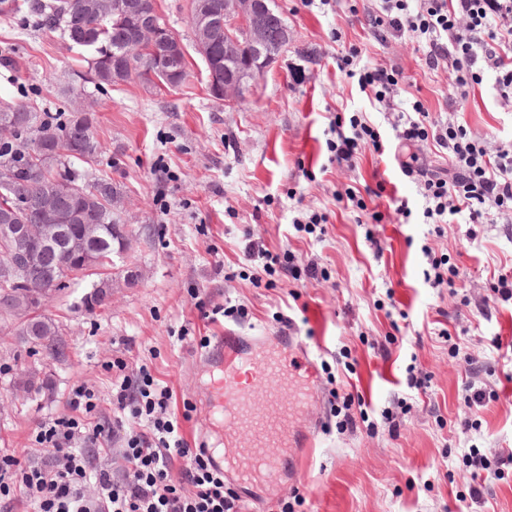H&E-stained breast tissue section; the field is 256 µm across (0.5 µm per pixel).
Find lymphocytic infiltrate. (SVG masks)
<instances>
[{"mask_svg": "<svg viewBox=\"0 0 512 512\" xmlns=\"http://www.w3.org/2000/svg\"><path fill=\"white\" fill-rule=\"evenodd\" d=\"M373 34L408 37L418 45L424 71L451 70L458 87L492 77L498 100L512 103V0H379L365 19ZM401 70L364 65L360 88L371 89L377 111L390 116L395 139L429 145L451 167L441 173L405 164L415 176L428 224L512 220V144L489 150L463 126L435 119L422 101L395 108ZM327 148L349 161L362 146L381 150L378 126L365 116L339 112L330 121ZM112 386V411L104 413L96 390L74 386L69 414L39 420L25 455H0V512H240L226 492L224 469L206 443H191L173 409V390L142 364L104 362ZM120 443L121 474L93 456Z\"/></svg>", "mask_w": 512, "mask_h": 512, "instance_id": "obj_1", "label": "lymphocytic infiltrate"}]
</instances>
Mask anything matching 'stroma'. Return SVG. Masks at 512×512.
<instances>
[{"mask_svg":"<svg viewBox=\"0 0 512 512\" xmlns=\"http://www.w3.org/2000/svg\"><path fill=\"white\" fill-rule=\"evenodd\" d=\"M288 20V46L234 105L214 100L207 72L192 51L188 0H157L158 10L187 44L189 87L160 92L138 79L103 89L84 81L86 54L60 32L38 27L25 13L0 14V102L27 106L59 121L69 89L94 104V136L105 151L94 172L122 193L133 242L113 257L105 306L88 309L93 277L72 279L47 305L64 329L66 356L30 355L18 336L0 333V449L23 452L35 424L67 414L68 394L86 383L111 410L104 361L150 365L194 405L186 437L217 446L211 421L210 374L197 364L199 340L230 330L275 335L278 315L307 345L316 391L296 423L316 431L317 446L292 448L276 485L230 487L241 512H275L278 499L295 512H512V300L496 298L494 275L512 272V223L453 220L441 233L422 221L418 182L401 169L418 157L436 170L444 159L423 146L394 142L370 93L336 68L337 53L357 45L355 67L374 62L402 70L398 98L421 100L433 117L452 120L495 147L512 142V106L501 107L489 82L457 94L451 74L424 73L415 42L368 36L360 17L375 0H276ZM336 112H364L380 122L385 150L363 147L352 162L332 160L326 141ZM383 184L368 206L408 201V223L389 217L374 225L382 259L366 228L336 200L338 192ZM327 217L322 238L293 224L301 209ZM290 250L299 266L315 264L327 278L274 279L245 256L253 244ZM447 255L455 288L432 287L428 254ZM209 306H244V319L202 318ZM41 374L24 378L29 368ZM424 389L408 388V376ZM485 389L480 409L467 385ZM368 402V421L340 428L347 393ZM477 419L478 430L465 422ZM479 448L491 465L472 475L462 461Z\"/></svg>","mask_w":512,"mask_h":512,"instance_id":"stroma-1","label":"stroma"}]
</instances>
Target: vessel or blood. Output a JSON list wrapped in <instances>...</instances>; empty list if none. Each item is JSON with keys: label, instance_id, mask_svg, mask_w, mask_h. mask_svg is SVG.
Returning <instances> with one entry per match:
<instances>
[{"label": "vessel or blood", "instance_id": "obj_1", "mask_svg": "<svg viewBox=\"0 0 512 512\" xmlns=\"http://www.w3.org/2000/svg\"><path fill=\"white\" fill-rule=\"evenodd\" d=\"M280 334L267 347L250 350L239 337H218L205 352L210 366L224 370L214 416L229 436L221 457L248 482L276 484L285 449L312 448L315 435L296 438L293 424L313 396L301 381H289L282 358L289 343Z\"/></svg>", "mask_w": 512, "mask_h": 512}]
</instances>
